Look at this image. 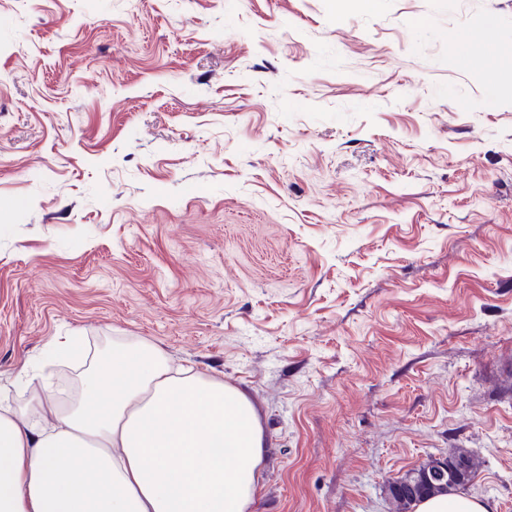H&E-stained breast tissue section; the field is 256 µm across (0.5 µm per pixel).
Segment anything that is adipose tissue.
Segmentation results:
<instances>
[{
  "label": "adipose tissue",
  "mask_w": 512,
  "mask_h": 512,
  "mask_svg": "<svg viewBox=\"0 0 512 512\" xmlns=\"http://www.w3.org/2000/svg\"><path fill=\"white\" fill-rule=\"evenodd\" d=\"M0 400V512H248L267 448L249 394L113 343L63 404Z\"/></svg>",
  "instance_id": "adipose-tissue-1"
}]
</instances>
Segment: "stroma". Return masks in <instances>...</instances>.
<instances>
[{"label": "stroma", "instance_id": "1", "mask_svg": "<svg viewBox=\"0 0 512 512\" xmlns=\"http://www.w3.org/2000/svg\"><path fill=\"white\" fill-rule=\"evenodd\" d=\"M115 337L248 392L249 512H512V0H0V385ZM433 456L406 476L390 483L387 487L388 496L396 503L398 512H414L413 509L419 503L416 512H488L487 505L480 499L452 491L448 492V483L457 486V467L440 466L439 475L447 481H441L433 476H424L425 470L433 462ZM433 496V497H431Z\"/></svg>", "mask_w": 512, "mask_h": 512}]
</instances>
